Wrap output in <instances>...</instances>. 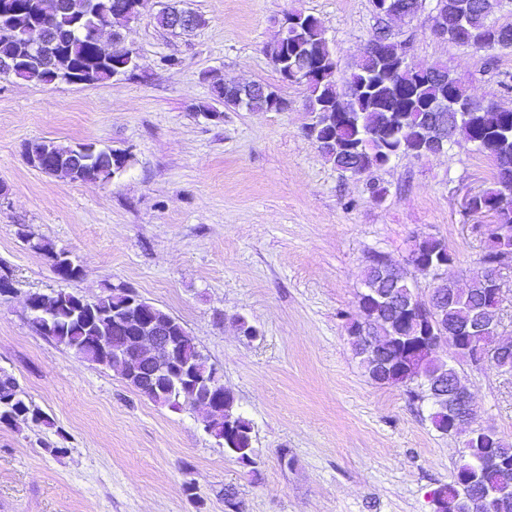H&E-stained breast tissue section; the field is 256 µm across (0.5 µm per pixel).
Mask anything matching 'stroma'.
<instances>
[{"mask_svg": "<svg viewBox=\"0 0 512 512\" xmlns=\"http://www.w3.org/2000/svg\"><path fill=\"white\" fill-rule=\"evenodd\" d=\"M149 0L129 25L134 75L96 84L35 85L0 78V370L43 412L0 425V512H433L459 440L438 433L428 403L373 383L347 327L373 253L405 262L416 239L447 242L465 273L487 241L490 214L467 194L494 165L470 143L400 157L363 177L337 171L306 136L303 85L283 82L265 53L299 10L321 20L337 79L379 26L372 0H184L203 22L178 34ZM433 0L388 24L415 62L444 64L477 99L512 107V49L476 50L436 37ZM259 81L282 112H199L211 77ZM124 151L109 182L73 183L32 167L28 142ZM386 195L374 200L369 186ZM42 238L81 275L61 279ZM125 283L179 319L224 375L253 426L255 470L204 429L201 413L141 396L116 371L37 333L29 294L94 300ZM259 334H239L237 318ZM481 424L512 440V377L467 368Z\"/></svg>", "mask_w": 512, "mask_h": 512, "instance_id": "stroma-1", "label": "stroma"}]
</instances>
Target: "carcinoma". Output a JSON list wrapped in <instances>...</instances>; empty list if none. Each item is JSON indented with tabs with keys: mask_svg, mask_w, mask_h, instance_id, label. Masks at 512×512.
I'll use <instances>...</instances> for the list:
<instances>
[{
	"mask_svg": "<svg viewBox=\"0 0 512 512\" xmlns=\"http://www.w3.org/2000/svg\"><path fill=\"white\" fill-rule=\"evenodd\" d=\"M44 0H0V60H18L19 70L13 77L36 85H47L52 81L73 83L81 76L87 82L108 80L114 75L113 62L100 60L95 42L82 35L85 25L101 22L110 26L112 32L122 34L128 23L123 10L131 0H63L64 7L52 16L43 14ZM44 27V39L35 45L31 42L30 30ZM290 38L296 47L307 55L309 66L320 72V78L307 84L308 101L316 102L334 111L341 109V127L314 121L305 133L322 156L336 169L345 173H368L383 167L391 155H419L418 132L425 124L432 104L440 96V87L435 78L421 77L406 81L410 95L401 96L400 90L376 77L368 75L373 68V59L360 57L351 70L347 84L350 92L336 103V62L332 56L321 23L312 15L304 16L298 29L292 30ZM493 32L490 23L480 16H470L469 27L448 32V41L458 45L488 42ZM212 102L199 106V111L219 119L223 112L217 108L245 109L270 112L278 103H286L280 94L275 100L255 96L245 104L237 101L235 94L224 91V82L212 77ZM444 122L452 128L455 140L479 141L478 151L488 153L494 162L491 186L484 189L474 202V211H494L500 220L512 225V216L499 210L503 200L512 197V112H443ZM95 179L107 182L116 173V164L127 165L128 156L117 150L97 148L88 155ZM497 253L490 249L478 258L481 272L472 277L466 288H442L439 293L448 298L441 325L445 328L462 326L470 321L474 301L485 291L487 267L495 263ZM365 283L382 290H394V301L381 317L373 321L374 336L384 343L399 328L404 307L411 299L410 288H392L388 271L371 264L365 275ZM128 287L115 286L108 294L95 300L91 315L77 316L72 309L61 305L51 316L55 326L49 338L73 352H81L83 358L97 365L113 369L117 364L99 354L100 340L112 335L110 321L104 315L125 299ZM183 332L184 355L195 360L199 351L184 325L176 318L163 314ZM409 364L419 368L422 381L433 385L434 390L448 389L452 367L438 360L431 353L412 349L407 355ZM224 417L229 419L234 431V447L226 452L236 458L255 463L252 446L250 420L238 412L235 397L229 390L224 394ZM43 414L39 407L28 399L16 378L0 371V424H12L19 420L39 423ZM454 481L433 491V502L437 512H455L458 482Z\"/></svg>",
	"mask_w": 512,
	"mask_h": 512,
	"instance_id": "obj_1",
	"label": "carcinoma"
}]
</instances>
